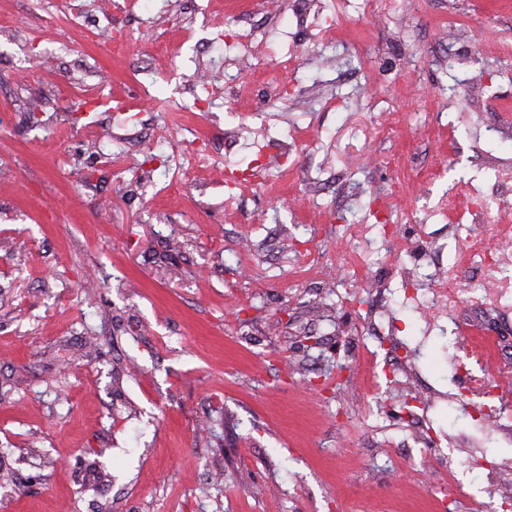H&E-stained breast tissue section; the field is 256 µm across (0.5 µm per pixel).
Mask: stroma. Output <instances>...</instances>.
Listing matches in <instances>:
<instances>
[{
    "instance_id": "stroma-1",
    "label": "stroma",
    "mask_w": 512,
    "mask_h": 512,
    "mask_svg": "<svg viewBox=\"0 0 512 512\" xmlns=\"http://www.w3.org/2000/svg\"><path fill=\"white\" fill-rule=\"evenodd\" d=\"M71 2L0 0V512L512 497V443L452 382L476 323L429 329L399 263L351 238L378 197L406 231L445 196L496 194L512 78L480 80L512 49V0H138L105 21ZM239 23L266 43L225 46ZM36 56L53 79L16 80ZM284 143L285 170L225 205V168ZM372 310L413 353L398 376L359 331ZM409 404L437 446L417 447Z\"/></svg>"
}]
</instances>
